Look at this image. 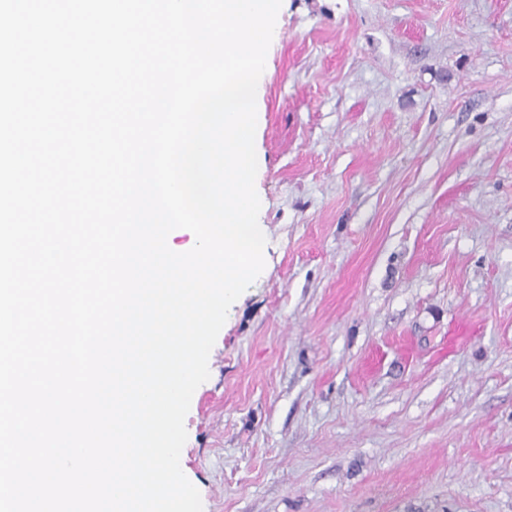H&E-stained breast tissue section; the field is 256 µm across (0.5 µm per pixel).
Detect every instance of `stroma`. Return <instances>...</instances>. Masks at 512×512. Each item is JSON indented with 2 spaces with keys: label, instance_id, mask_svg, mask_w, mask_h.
I'll list each match as a JSON object with an SVG mask.
<instances>
[{
  "label": "stroma",
  "instance_id": "1",
  "mask_svg": "<svg viewBox=\"0 0 512 512\" xmlns=\"http://www.w3.org/2000/svg\"><path fill=\"white\" fill-rule=\"evenodd\" d=\"M256 111L203 512H512V0H282Z\"/></svg>",
  "mask_w": 512,
  "mask_h": 512
}]
</instances>
